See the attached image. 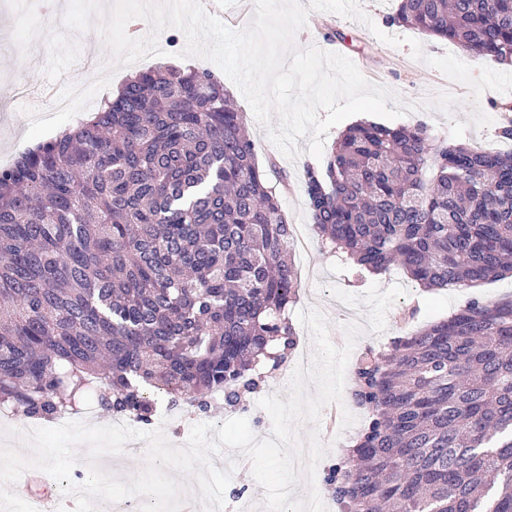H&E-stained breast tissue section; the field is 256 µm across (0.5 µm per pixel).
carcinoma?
<instances>
[{"label":"carcinoma","mask_w":512,"mask_h":512,"mask_svg":"<svg viewBox=\"0 0 512 512\" xmlns=\"http://www.w3.org/2000/svg\"><path fill=\"white\" fill-rule=\"evenodd\" d=\"M388 20L512 60V0H398ZM303 178L314 232L359 275L512 273V152L364 122ZM291 252L221 78L136 73L0 168V405L53 420L89 394L143 424L160 397L238 405L295 346ZM352 376L366 421L324 478L341 512H512V300L367 346Z\"/></svg>","instance_id":"cac0c4a2"}]
</instances>
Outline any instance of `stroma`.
<instances>
[{
	"label": "stroma",
	"mask_w": 512,
	"mask_h": 512,
	"mask_svg": "<svg viewBox=\"0 0 512 512\" xmlns=\"http://www.w3.org/2000/svg\"><path fill=\"white\" fill-rule=\"evenodd\" d=\"M53 15H45L43 0H0V95L15 85L19 77H27L29 91L15 94L12 98L8 120L0 124V167L9 164L28 143L25 133L30 118L24 112L31 106V93L44 87L60 90L65 84L87 85L99 74L107 58V49L96 28L83 32H70L62 24L69 0H55ZM397 0H361L362 9L373 20V27L333 13L312 11L303 29L297 32V47H318L338 53L354 62L362 75L370 82L384 85L396 91L402 102L431 100L446 92L456 97L457 103L450 111L437 107L421 109L393 119V127L425 125L431 135L450 139L453 121L468 120L471 106L466 86L455 82L429 66L427 57L453 54L466 64L478 68H498L499 63L488 56L463 50L447 40H434L427 33L389 24L388 17L396 8ZM410 37L423 47V58H415L409 46H390L379 40V33ZM226 88L236 107L243 112L248 123L251 139L256 145L259 165L275 161L276 168L268 172L270 186L276 191L282 214L287 223L299 225L302 232H310L311 217L307 204L303 170L315 165L308 154L307 139H299L301 150L296 159H288L270 141L265 127L258 124L240 90L234 83ZM512 103V93L488 91L482 94L479 106L491 122L483 128H469L463 136L464 144L483 150L512 151V141L500 138L498 131L506 120L503 104ZM300 277L301 290L298 302L290 308L289 318L295 321L298 343L311 347L309 332L298 324L300 312L318 311L329 323V337L335 346H343V326L357 320L363 331L356 342L357 348L368 345L387 346L398 336H405L425 324L448 318L463 306L468 295H475L488 302L512 298V276L489 281L464 294L451 288L439 291H422L407 274L398 267L378 277L352 274L346 264L322 248L318 239H311L309 251L294 258ZM290 380L288 370H280L268 379L259 393L246 396L243 405L231 409L217 405L207 413H182L180 410L159 408L155 426L163 427L172 444L186 440L193 424L206 422L222 424L234 418H247L257 439L270 437L272 421L266 411L259 408L260 396L278 394L287 399L286 386ZM356 425L346 429L341 436H321L326 455L319 461L313 482L299 481L293 495L305 497L310 487H322L328 468L336 463L350 446L359 431L358 424L365 419L362 409H354ZM218 468L234 465L232 480L225 492L226 512H236L239 501H250L252 507H260L264 490L254 481L250 463L239 451L228 450L215 457Z\"/></svg>",
	"instance_id": "1"
}]
</instances>
